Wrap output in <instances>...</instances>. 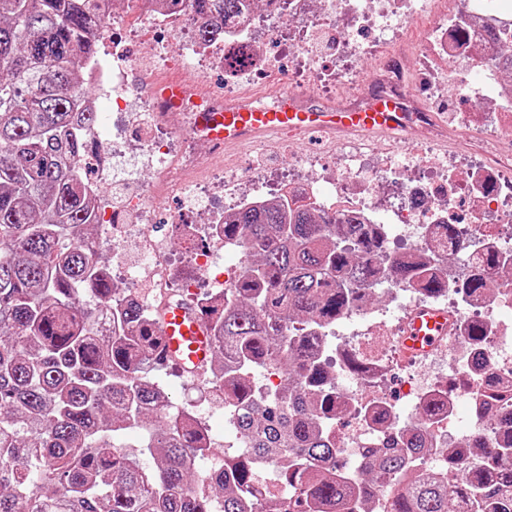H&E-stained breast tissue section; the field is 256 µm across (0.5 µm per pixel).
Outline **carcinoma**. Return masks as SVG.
Masks as SVG:
<instances>
[{
  "label": "carcinoma",
  "instance_id": "cac0c4a2",
  "mask_svg": "<svg viewBox=\"0 0 512 512\" xmlns=\"http://www.w3.org/2000/svg\"><path fill=\"white\" fill-rule=\"evenodd\" d=\"M100 0H0V512H456L440 473L416 468L427 436L362 456L348 484L344 457L320 422L336 408L334 378L318 360L315 331L365 301L364 286L390 262L397 282L434 295L445 283L419 263L388 260L371 224L286 192L224 223L245 238L251 266L227 302L199 314L214 341L205 382L243 438L220 468L194 476L210 455L196 421L161 412L153 372L158 318L120 302L89 255L95 223L84 130L99 112L84 87L88 38ZM188 18L204 41L241 14L243 0H153ZM109 312L110 333L94 331ZM255 371L287 384L267 395ZM157 425L144 448L154 464L117 444L147 411ZM277 460L279 490H261L259 465ZM487 466L506 480L512 452ZM512 512V498H483Z\"/></svg>",
  "mask_w": 512,
  "mask_h": 512
}]
</instances>
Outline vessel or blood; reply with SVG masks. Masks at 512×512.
Masks as SVG:
<instances>
[{"mask_svg": "<svg viewBox=\"0 0 512 512\" xmlns=\"http://www.w3.org/2000/svg\"><path fill=\"white\" fill-rule=\"evenodd\" d=\"M188 85V80L170 79L147 84L146 90L160 111L172 112L186 97ZM405 102L402 95H370L362 106L341 108L283 88L268 104L259 103L255 96L244 95L212 105L196 113L193 127L209 142L228 150L268 142L284 133L398 139L410 125ZM406 323L402 344L408 353L419 354L436 348L439 337L447 333L448 313L439 308L415 309ZM159 329L161 350L166 358L189 372L207 364L213 346L204 322L190 304L179 302L165 308Z\"/></svg>", "mask_w": 512, "mask_h": 512, "instance_id": "1", "label": "vessel or blood"}]
</instances>
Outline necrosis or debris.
Masks as SVG:
<instances>
[{"instance_id": "obj_1", "label": "necrosis or debris", "mask_w": 512, "mask_h": 512, "mask_svg": "<svg viewBox=\"0 0 512 512\" xmlns=\"http://www.w3.org/2000/svg\"><path fill=\"white\" fill-rule=\"evenodd\" d=\"M317 3L325 17L322 32L333 55L340 57L349 49L365 51L386 40L400 7L411 6L412 0H290L288 8L308 15ZM339 12L347 14L358 40L338 41L333 17ZM258 22L251 10L212 42L190 36L182 47L208 64L249 57L247 68L230 72V79L263 84L279 77L283 58L301 59L315 34L306 32L295 43L273 37L275 52L260 54L243 38ZM510 23L511 6L502 7L499 0H466L461 11L430 28L422 42L434 82H442L445 62L466 59L482 65L480 78L462 81L459 95L490 103L491 111L448 115L450 127L477 145V160L464 166L434 152L380 158L345 146L330 172L302 175L286 185L288 191L317 201L324 199L323 184L333 185L331 209L379 225L390 256L401 253L396 249L401 240L410 244L401 253L405 257L423 261L436 256V273L446 283L437 295L425 294L414 282L387 283L384 308L362 306L349 313L350 331L336 344L332 366L346 369L352 357L360 359V372L349 373L346 384L336 388L339 409L350 422L348 429L337 431L336 444L352 459L399 443L396 405L383 393L397 368L410 372L404 394L413 410L423 414L419 426L431 441L433 462L464 464L473 460L476 449L512 446V419L502 414L503 407L512 408V83L489 66L490 50L481 37L487 26ZM133 64L128 56H112L87 72L115 113L110 137L96 130L87 134L97 147L96 181L104 184L117 171L133 174L147 165L157 167L158 177L121 208L113 207L109 197L96 196L102 234L94 251L117 295L145 311L155 312L167 300L208 305L222 299L244 273L243 265L222 261L224 252L240 249L239 242L224 238L223 201L210 185H198L192 194L206 201L207 222L194 223L190 211L180 210L169 215L162 229L154 222L153 206L186 184L191 173L208 167L216 149L195 135L184 148L175 149L181 121L192 118L196 106L187 103L181 121L154 123L129 83ZM441 224L455 225L459 233L444 252L438 251L434 237ZM171 238L189 253L192 277H178L167 246ZM201 239L209 241V249L197 248ZM488 255L494 256V264L481 266ZM476 266L490 288L470 295L466 280ZM429 307L448 311L453 320L448 335L428 355H407L400 343L403 315ZM476 325L485 331L478 343L468 334Z\"/></svg>"}]
</instances>
